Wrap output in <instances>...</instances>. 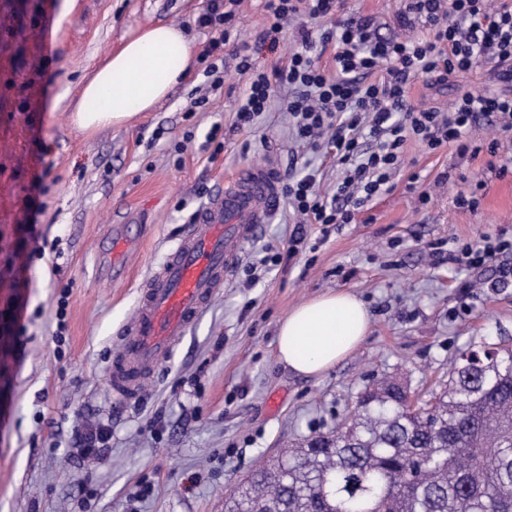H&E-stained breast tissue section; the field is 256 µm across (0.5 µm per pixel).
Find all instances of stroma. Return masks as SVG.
Instances as JSON below:
<instances>
[{
	"mask_svg": "<svg viewBox=\"0 0 512 512\" xmlns=\"http://www.w3.org/2000/svg\"><path fill=\"white\" fill-rule=\"evenodd\" d=\"M264 5L241 0L231 40L269 69L285 63L299 35L291 24L276 49L263 45ZM347 5L374 19L383 38L427 34L403 25V0ZM205 6L0 0V512H224L225 493L258 460L334 430L366 386L392 376L424 395L447 382L471 342L512 338V254L475 269L454 261L462 244L512 239V133H495L483 117L470 135L481 145L499 140L497 156H462L451 145L432 152L408 139L391 191L357 223L300 227L278 201L172 353L132 396L114 392L110 366L146 281L227 178L262 167L284 184L314 166L329 188L342 175L323 152L295 148L286 113L236 128L246 78L229 53L218 89L195 63L126 125L74 128L76 92L105 54L159 24L203 45L196 18ZM491 79L484 64L442 87L416 80L410 96L444 110ZM198 97L205 105L186 116ZM216 123L224 149L214 157L202 144ZM477 182V209L457 208L456 196ZM119 225L135 241L112 269L97 258ZM298 232L296 256L261 265L266 250L286 252ZM335 291L366 304L370 331L329 371L295 374L277 360L278 324ZM100 426L110 431L100 456L81 455L79 434Z\"/></svg>",
	"mask_w": 512,
	"mask_h": 512,
	"instance_id": "obj_1",
	"label": "stroma"
}]
</instances>
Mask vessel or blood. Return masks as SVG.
<instances>
[{
  "label": "vessel or blood",
  "instance_id": "vessel-or-blood-1",
  "mask_svg": "<svg viewBox=\"0 0 512 512\" xmlns=\"http://www.w3.org/2000/svg\"><path fill=\"white\" fill-rule=\"evenodd\" d=\"M276 195L273 172L254 169L238 174L197 213L169 260L148 281L113 372L118 389L133 392L139 375L187 333L237 263L242 242L266 223Z\"/></svg>",
  "mask_w": 512,
  "mask_h": 512
}]
</instances>
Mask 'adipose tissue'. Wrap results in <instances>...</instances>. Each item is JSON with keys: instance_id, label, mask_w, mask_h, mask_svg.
I'll return each instance as SVG.
<instances>
[{"instance_id": "obj_1", "label": "adipose tissue", "mask_w": 512, "mask_h": 512, "mask_svg": "<svg viewBox=\"0 0 512 512\" xmlns=\"http://www.w3.org/2000/svg\"><path fill=\"white\" fill-rule=\"evenodd\" d=\"M194 60L184 30L156 25L127 39L97 66L79 92L72 114L82 131L120 126L151 111L184 77ZM371 315L347 291L317 296L279 323L277 360L301 375L320 374L349 356L367 337Z\"/></svg>"}]
</instances>
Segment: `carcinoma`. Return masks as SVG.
Returning a JSON list of instances; mask_svg holds the SVG:
<instances>
[{
	"mask_svg": "<svg viewBox=\"0 0 512 512\" xmlns=\"http://www.w3.org/2000/svg\"><path fill=\"white\" fill-rule=\"evenodd\" d=\"M512 345L482 339L411 414L398 380L359 395L335 430L260 463L224 512H512Z\"/></svg>",
	"mask_w": 512,
	"mask_h": 512,
	"instance_id": "obj_1",
	"label": "carcinoma"
}]
</instances>
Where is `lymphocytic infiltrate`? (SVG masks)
Returning <instances> with one entry per match:
<instances>
[{
    "label": "lymphocytic infiltrate",
    "mask_w": 512,
    "mask_h": 512,
    "mask_svg": "<svg viewBox=\"0 0 512 512\" xmlns=\"http://www.w3.org/2000/svg\"><path fill=\"white\" fill-rule=\"evenodd\" d=\"M237 3L207 0L197 18L209 33L198 62L216 88L223 83L218 63L238 19ZM265 9L263 39L272 48L290 21L333 22L316 40L309 29H301V48L283 67H257L247 54L238 64L247 88L236 112L237 127H252L274 102L286 101L295 140L326 149L345 170L330 193L322 190L316 168L283 187L297 223H355L369 201L390 190L408 138L431 151L449 144L459 154L475 155L481 147L469 132L478 117L493 118L499 131H512L511 95L467 90L445 112L410 101L415 80L444 85L449 76L483 62L498 63L499 80L512 83V0H408L407 14L420 20L428 35L404 40L379 38L372 19L348 10L347 0H267ZM317 46L332 49L334 71L315 61Z\"/></svg>",
    "instance_id": "f902f5d3"
}]
</instances>
